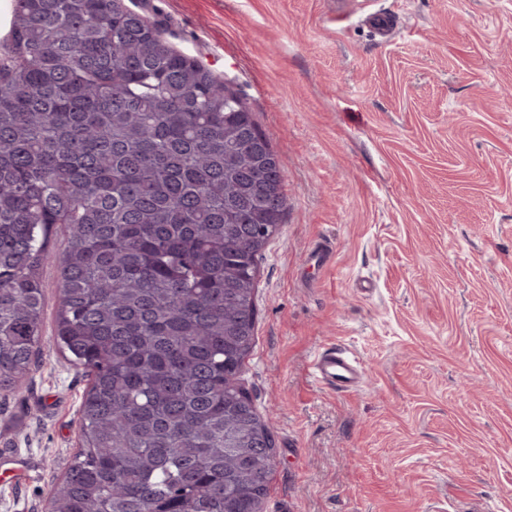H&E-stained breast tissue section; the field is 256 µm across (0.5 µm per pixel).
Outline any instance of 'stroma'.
<instances>
[{
	"label": "stroma",
	"mask_w": 512,
	"mask_h": 512,
	"mask_svg": "<svg viewBox=\"0 0 512 512\" xmlns=\"http://www.w3.org/2000/svg\"><path fill=\"white\" fill-rule=\"evenodd\" d=\"M241 91L277 154L285 221L259 261L241 383L276 441L265 512H512V0H124ZM335 251L315 265L311 247ZM42 343L0 393V512H47L89 379ZM354 351L359 389L315 383ZM310 370L318 385L341 393L356 391L363 376L360 360L336 346L319 351L311 361Z\"/></svg>",
	"instance_id": "1"
}]
</instances>
